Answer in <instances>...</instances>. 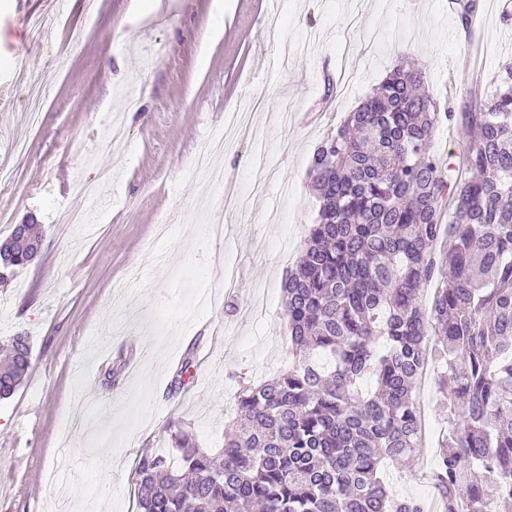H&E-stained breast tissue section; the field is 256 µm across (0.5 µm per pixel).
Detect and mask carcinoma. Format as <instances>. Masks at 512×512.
<instances>
[{"label": "carcinoma", "instance_id": "cac0c4a2", "mask_svg": "<svg viewBox=\"0 0 512 512\" xmlns=\"http://www.w3.org/2000/svg\"><path fill=\"white\" fill-rule=\"evenodd\" d=\"M456 4L468 32L479 0ZM427 82L401 63L317 147V222L283 283L294 364L237 392L241 431L217 452L169 420L172 452L133 469L138 512H426L392 498L380 467L417 450L416 383L434 358L447 367L442 512L512 503V63L461 107L457 157L433 149L455 112ZM21 339L0 348V399L29 373L31 358L8 355Z\"/></svg>", "mask_w": 512, "mask_h": 512}]
</instances>
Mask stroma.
<instances>
[{
  "label": "stroma",
  "mask_w": 512,
  "mask_h": 512,
  "mask_svg": "<svg viewBox=\"0 0 512 512\" xmlns=\"http://www.w3.org/2000/svg\"><path fill=\"white\" fill-rule=\"evenodd\" d=\"M502 2L481 0L467 39L448 0H69L61 14L0 0V17L38 15L53 42L21 28L0 49V239L26 222L43 233L40 256L0 279V344L31 347L0 400V512H135L130 472L169 450L172 417L223 448L241 385L289 364L282 283L317 218L315 148L398 61L424 64L429 94L455 106L473 77L490 83L512 62ZM23 74L45 85L34 119ZM230 112L253 122L212 186L192 163ZM76 205L86 224L60 227ZM222 276L230 292L201 301ZM188 357L200 381L171 394ZM416 396L425 442L383 480L428 505L448 414L435 380Z\"/></svg>",
  "instance_id": "obj_1"
}]
</instances>
